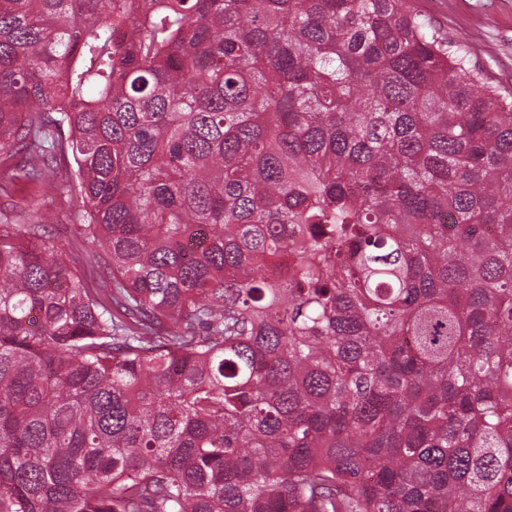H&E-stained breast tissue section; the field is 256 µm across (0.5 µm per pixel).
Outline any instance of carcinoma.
<instances>
[{
  "instance_id": "carcinoma-1",
  "label": "carcinoma",
  "mask_w": 512,
  "mask_h": 512,
  "mask_svg": "<svg viewBox=\"0 0 512 512\" xmlns=\"http://www.w3.org/2000/svg\"><path fill=\"white\" fill-rule=\"evenodd\" d=\"M470 55L407 0H0V512H512ZM52 217L51 223L48 226L51 235L61 243L65 242L74 230L75 222L69 212V206L63 198L56 194H51L46 200L44 207ZM57 217V219H56Z\"/></svg>"
}]
</instances>
